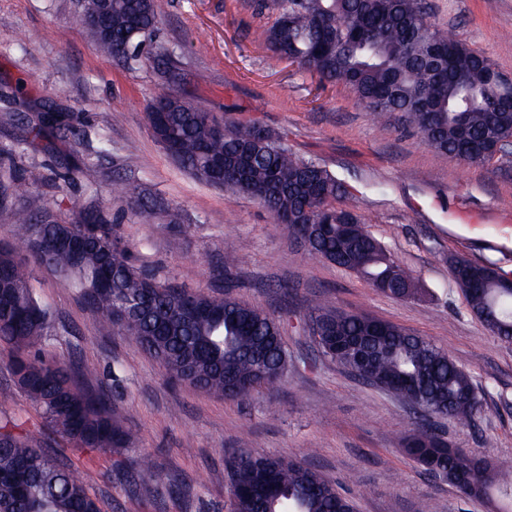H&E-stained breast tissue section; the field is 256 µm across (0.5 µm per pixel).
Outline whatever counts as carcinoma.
I'll return each instance as SVG.
<instances>
[{"mask_svg": "<svg viewBox=\"0 0 512 512\" xmlns=\"http://www.w3.org/2000/svg\"><path fill=\"white\" fill-rule=\"evenodd\" d=\"M274 19L260 38L272 57L292 59L319 81L347 86L376 115L399 112L428 147L445 154L460 152L462 161L490 160L479 147L512 140V84L482 53L428 20L421 0H271ZM155 0H112L99 27H88L83 11L74 22L87 29L100 50L118 60H136L153 32ZM24 145L35 147L48 135L62 137L69 121L52 113L24 116ZM146 121L166 154L196 179L252 199L288 228L310 255L360 275L380 292L396 297L413 293L417 278L395 260L366 229L352 207L338 208L345 190L320 163L293 153L284 139L249 143L250 125L225 123L184 99L160 97ZM44 179L36 170L0 183V224H11L34 262L72 280L101 325L131 339L157 358L172 378L232 400H243L281 377L261 378L259 365L282 370L288 355L283 318L246 305L230 294L214 297L177 285L137 266L116 227L98 210L76 212L62 221L47 204L37 205L28 188ZM63 234L87 239L75 257L54 246ZM453 277L472 311L487 315L501 340L512 342V292L487 280L470 290L466 270L478 276L483 266L454 257ZM309 322L323 333L361 336L367 317L320 304L309 307ZM29 284V272L12 251L0 246V357L14 383L31 402L43 426L89 460L112 456L132 444L118 426L112 403L87 391L88 367L42 357L40 347L51 328ZM373 349L369 378H397L418 392L399 390L405 402L423 411L468 424L483 411L470 374L430 340L392 323ZM405 452L445 476L464 497L458 478H479L485 459L455 448L438 433L418 428L405 439ZM238 489L233 512H353L351 498L316 472L291 459L243 453L233 462ZM161 478L143 467L135 487L146 493ZM0 512H103L100 500L71 465L50 454L45 434L14 418L0 419Z\"/></svg>", "mask_w": 512, "mask_h": 512, "instance_id": "cac0c4a2", "label": "carcinoma"}]
</instances>
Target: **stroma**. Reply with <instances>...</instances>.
<instances>
[{
    "label": "stroma",
    "instance_id": "obj_1",
    "mask_svg": "<svg viewBox=\"0 0 512 512\" xmlns=\"http://www.w3.org/2000/svg\"><path fill=\"white\" fill-rule=\"evenodd\" d=\"M429 19L483 53L512 79V0H422ZM151 52L132 63L101 55L71 25L77 0H0V180L36 169L38 202L62 219L102 208L138 266L207 294L231 293L274 315L288 372L243 402L172 380L160 362L101 328L75 286L31 265L9 225L0 245L28 264L31 285L56 321L46 356L84 362L89 391L106 390L134 436L111 463H91L55 436L48 450L82 473L105 512H231L229 462L241 452L303 463L350 496L355 512H495L430 477L401 446L413 411L321 356L304 318L308 303L396 324L425 337L468 371L484 410L466 425L438 420L450 444L512 459V342L472 312L448 260L455 255L512 276V149L467 164L423 145L398 117L373 120L353 93L272 58L254 38L262 0H155ZM161 95L183 97L227 121L253 120L314 159L349 192L368 230L418 277L409 298L375 291L360 276L309 255L247 197L201 183L174 163L145 120ZM68 116L72 136L20 152L15 114ZM76 180L63 184L73 159ZM138 200L113 196V179ZM474 212L484 223L460 220ZM238 265L224 268L225 250ZM161 481L149 496L131 481L142 464Z\"/></svg>",
    "mask_w": 512,
    "mask_h": 512
}]
</instances>
